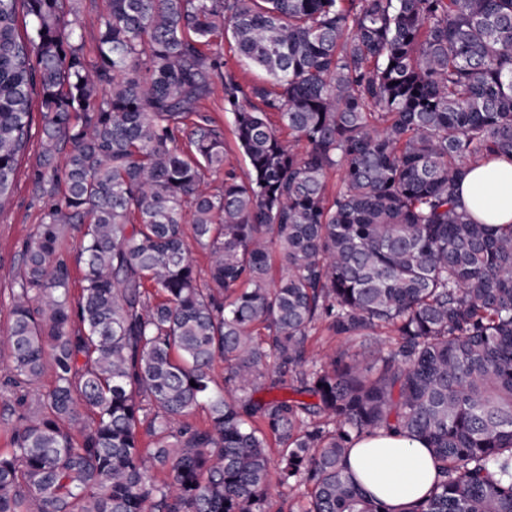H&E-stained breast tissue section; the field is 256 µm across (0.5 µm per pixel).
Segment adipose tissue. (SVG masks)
<instances>
[{"label":"adipose tissue","mask_w":512,"mask_h":512,"mask_svg":"<svg viewBox=\"0 0 512 512\" xmlns=\"http://www.w3.org/2000/svg\"><path fill=\"white\" fill-rule=\"evenodd\" d=\"M460 198L481 224H512V164L493 160L471 169L460 186ZM349 464L356 480L382 499L391 512L421 500L435 479L425 444L399 435H368L352 448Z\"/></svg>","instance_id":"ef3b65f1"}]
</instances>
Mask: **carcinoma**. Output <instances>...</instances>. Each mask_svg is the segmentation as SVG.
<instances>
[{"label":"carcinoma","instance_id":"cac0c4a2","mask_svg":"<svg viewBox=\"0 0 512 512\" xmlns=\"http://www.w3.org/2000/svg\"><path fill=\"white\" fill-rule=\"evenodd\" d=\"M79 2L0 0V209L36 133L45 204L0 336V512H264L273 442L302 512H388L347 464L379 433L429 448L407 512H512V224L459 203L512 162V0H110L92 59ZM319 325L397 343L318 364ZM224 60L236 72L240 79L253 82L260 81L264 77L258 69L247 64L237 55L236 48L230 36H226L223 41ZM204 109L223 127L228 159L237 172L244 175L248 169V162L235 142L231 115L224 112V92L220 84L217 85L214 95L205 103Z\"/></svg>","mask_w":512,"mask_h":512}]
</instances>
